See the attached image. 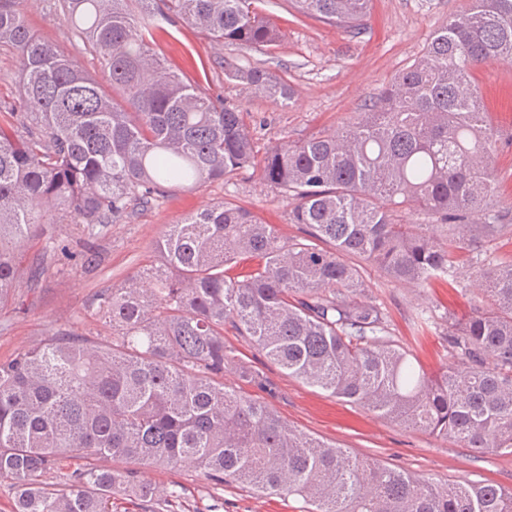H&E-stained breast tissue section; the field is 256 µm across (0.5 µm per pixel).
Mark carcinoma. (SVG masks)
<instances>
[{
	"label": "carcinoma",
	"instance_id": "carcinoma-1",
	"mask_svg": "<svg viewBox=\"0 0 512 512\" xmlns=\"http://www.w3.org/2000/svg\"><path fill=\"white\" fill-rule=\"evenodd\" d=\"M58 2L101 78L35 34L19 0H0V47L17 55L27 109L20 127L0 120V308L19 304V284L39 287L47 253L94 271L109 227L176 187L250 171L289 200L301 235L286 240L233 202L207 207L167 225L156 264L97 294L110 335L59 328L0 361L11 512H112L119 496L172 512L184 488L145 480L144 468L193 471L214 510L235 482L300 498L302 512H512V488L442 486L359 459L224 387L232 365L264 381L224 343L228 325L290 378L405 429L512 455V261L480 249L512 226V208L498 200V134L472 77L512 60V0H471L354 120L261 155L243 113L165 67L152 34L157 20L181 22L226 47L270 48L281 35L259 0ZM294 2L351 31L369 4ZM224 75L269 98L293 94L260 66L226 62ZM410 206L428 223H404ZM51 210L84 237H46ZM42 237L21 269L17 250ZM461 252L477 303L448 318L456 364L430 375L365 297L362 263L397 282L453 285ZM244 256L257 263L239 273Z\"/></svg>",
	"mask_w": 512,
	"mask_h": 512
}]
</instances>
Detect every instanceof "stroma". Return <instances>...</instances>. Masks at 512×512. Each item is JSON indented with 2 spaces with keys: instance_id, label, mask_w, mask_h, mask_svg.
Segmentation results:
<instances>
[{
  "instance_id": "35a3bbf8",
  "label": "stroma",
  "mask_w": 512,
  "mask_h": 512,
  "mask_svg": "<svg viewBox=\"0 0 512 512\" xmlns=\"http://www.w3.org/2000/svg\"><path fill=\"white\" fill-rule=\"evenodd\" d=\"M470 0H370L361 29L348 31L297 11L292 0H263L262 7L282 38L267 51L227 47L208 42L187 25H163L155 32L156 50L165 63L189 79L211 88L225 103L245 111L259 148L282 137L305 138L348 121L363 111L403 69L421 56L433 33L449 16L465 10ZM30 27L44 40L69 52L89 72L98 63L85 54L67 17L55 0H21ZM241 67L261 64L290 84L291 102L259 96L224 76L225 61ZM473 80L499 134L495 166L499 196L512 205V65H482ZM229 201L252 209L267 224L278 225L287 238L299 231L288 221L290 205L257 177L214 181L194 189H176L167 197L112 225L101 238L105 262L86 272L57 261L41 288L29 294L24 309L0 311V360L37 345L61 327L88 336L111 330L89 311L93 294L120 284L139 267L154 263V243L165 225L217 202ZM367 294L384 308L398 339L413 337L414 321L427 314L432 326L416 339L415 351L428 371L436 372L452 358L447 353L448 316L468 311L474 294L467 277L455 288L414 286L389 280L373 266L365 267ZM414 338V337H413ZM224 341L237 351L243 365L259 370L267 382L260 388L241 380L236 368L226 369L224 384L269 402L296 427L336 443L357 457L376 460L438 484L489 479L512 487V456L480 454L452 441L401 428L358 405L334 398L320 389L288 377L246 337L225 329ZM145 478L162 486L181 483L191 495L175 512H206L210 499L194 472L144 469ZM221 512H298L293 497L264 495L227 484Z\"/></svg>"
}]
</instances>
